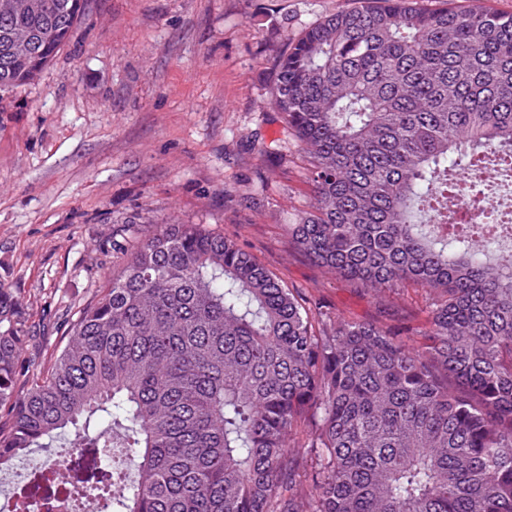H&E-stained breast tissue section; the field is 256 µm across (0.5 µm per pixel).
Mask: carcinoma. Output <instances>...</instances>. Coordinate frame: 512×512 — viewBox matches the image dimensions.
Here are the masks:
<instances>
[{
  "label": "carcinoma",
  "instance_id": "cac0c4a2",
  "mask_svg": "<svg viewBox=\"0 0 512 512\" xmlns=\"http://www.w3.org/2000/svg\"><path fill=\"white\" fill-rule=\"evenodd\" d=\"M0 13V100L33 82L88 0ZM13 28L39 35L14 54ZM273 103L312 202L289 234L373 292L381 316L307 305L237 242L156 225L82 308L47 371L20 379L23 313L0 283V466L61 434L72 479L112 512H512V251L448 231V172L512 157V15L358 0L280 57ZM429 301L428 343L387 294ZM93 448H121L129 484Z\"/></svg>",
  "mask_w": 512,
  "mask_h": 512
}]
</instances>
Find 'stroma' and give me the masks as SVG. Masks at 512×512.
I'll list each match as a JSON object with an SVG mask.
<instances>
[{
  "instance_id": "stroma-1",
  "label": "stroma",
  "mask_w": 512,
  "mask_h": 512,
  "mask_svg": "<svg viewBox=\"0 0 512 512\" xmlns=\"http://www.w3.org/2000/svg\"><path fill=\"white\" fill-rule=\"evenodd\" d=\"M350 4L90 0L55 61L0 101V282L25 310L30 372L49 365L68 322L168 217L234 239L331 315L377 317L371 293L292 244L311 186L270 105L289 42ZM388 301L424 343V292Z\"/></svg>"
}]
</instances>
